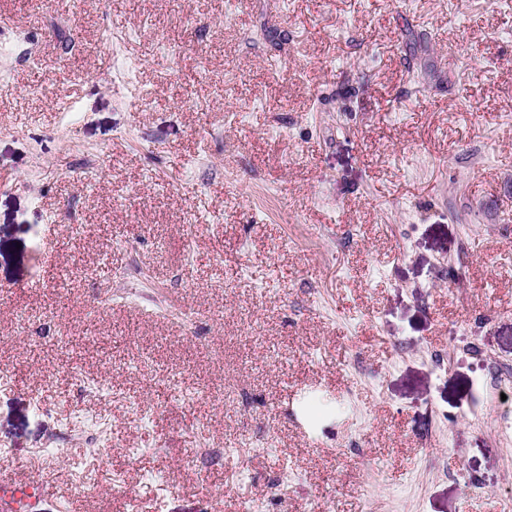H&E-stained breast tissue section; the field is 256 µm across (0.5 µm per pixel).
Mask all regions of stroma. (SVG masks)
I'll return each instance as SVG.
<instances>
[{"label": "stroma", "instance_id": "1", "mask_svg": "<svg viewBox=\"0 0 512 512\" xmlns=\"http://www.w3.org/2000/svg\"><path fill=\"white\" fill-rule=\"evenodd\" d=\"M0 466L512 512V0H0Z\"/></svg>", "mask_w": 512, "mask_h": 512}]
</instances>
